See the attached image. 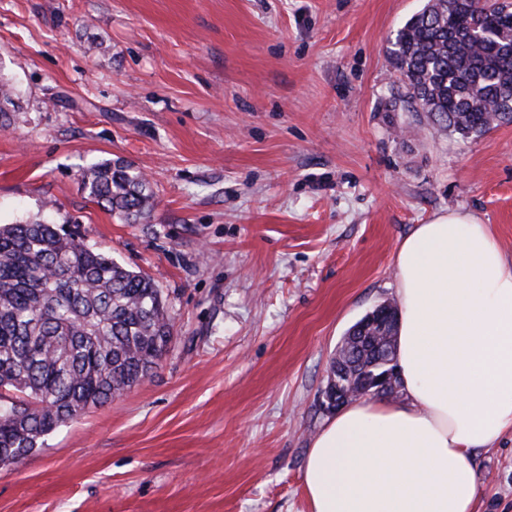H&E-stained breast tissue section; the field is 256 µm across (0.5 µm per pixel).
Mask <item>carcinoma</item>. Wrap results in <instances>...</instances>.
<instances>
[{
  "label": "carcinoma",
  "instance_id": "cac0c4a2",
  "mask_svg": "<svg viewBox=\"0 0 512 512\" xmlns=\"http://www.w3.org/2000/svg\"><path fill=\"white\" fill-rule=\"evenodd\" d=\"M402 102L467 137L512 122V11L499 0H429L388 48ZM83 190L127 223L152 206L123 160L94 164ZM172 339L148 276L56 224L0 225V467L58 428L151 377Z\"/></svg>",
  "mask_w": 512,
  "mask_h": 512
}]
</instances>
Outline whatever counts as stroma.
<instances>
[{"mask_svg":"<svg viewBox=\"0 0 512 512\" xmlns=\"http://www.w3.org/2000/svg\"><path fill=\"white\" fill-rule=\"evenodd\" d=\"M426 2L0 0V225L77 224L173 325L150 379L0 468V512H308L329 365L396 303L401 241L467 211L512 255V123L400 101L389 42ZM116 159L141 223L82 188ZM477 465L478 512H512V434ZM83 190L107 210L127 223H137L152 206L154 193L148 180L123 160L94 164L82 174Z\"/></svg>","mask_w":512,"mask_h":512,"instance_id":"stroma-1","label":"stroma"}]
</instances>
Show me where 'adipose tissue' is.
<instances>
[{
    "mask_svg": "<svg viewBox=\"0 0 512 512\" xmlns=\"http://www.w3.org/2000/svg\"><path fill=\"white\" fill-rule=\"evenodd\" d=\"M403 398L358 401L312 442L310 512H477L475 456L512 433V256L453 211L396 253Z\"/></svg>",
    "mask_w": 512,
    "mask_h": 512,
    "instance_id": "adipose-tissue-1",
    "label": "adipose tissue"
}]
</instances>
